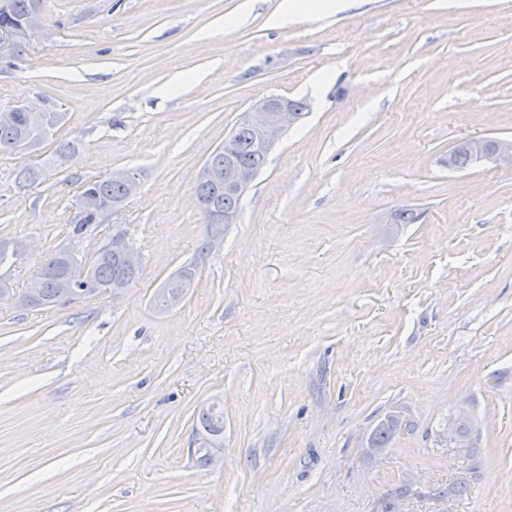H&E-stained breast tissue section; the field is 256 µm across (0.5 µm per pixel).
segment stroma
Here are the masks:
<instances>
[{"mask_svg": "<svg viewBox=\"0 0 512 512\" xmlns=\"http://www.w3.org/2000/svg\"><path fill=\"white\" fill-rule=\"evenodd\" d=\"M278 3L45 0L26 58L0 63V110L45 100L81 143L26 189L52 144L0 156V241L38 245L0 269V512H512V169L444 164L512 138V0H348L275 28ZM271 95L309 113L208 247L199 170ZM118 169L139 194L73 241L82 182ZM119 232L134 286L18 303L41 254ZM197 430L202 436H210L216 439H221L224 436V409L219 403H212L207 407H203L198 414ZM223 432V433H221ZM213 438H201L198 447L208 448L209 459L205 452H200L197 449L196 453L200 461L207 463L212 461L215 455L212 448L220 447V441Z\"/></svg>", "mask_w": 512, "mask_h": 512, "instance_id": "35a3bbf8", "label": "stroma"}]
</instances>
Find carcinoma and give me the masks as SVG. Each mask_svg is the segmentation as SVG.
<instances>
[{"instance_id":"obj_1","label":"carcinoma","mask_w":512,"mask_h":512,"mask_svg":"<svg viewBox=\"0 0 512 512\" xmlns=\"http://www.w3.org/2000/svg\"><path fill=\"white\" fill-rule=\"evenodd\" d=\"M43 0H8L0 7V29L22 24L35 12H43ZM63 118L60 112H23L14 113V118L8 123L0 122V156L27 155V151L42 145ZM237 142L236 154L233 160L248 165L255 170L264 167L267 155L257 152L252 146L253 131L246 125H239L234 132ZM79 151L78 144L73 141L59 142L53 151L49 164L59 166ZM229 160L224 158V149L216 148L205 161L210 168V174L197 179L194 194L199 209L203 215L208 230L214 234L224 231V224L212 219L215 213H235L238 211L240 197L225 190L224 172ZM47 168L38 165H24L18 174V185L24 187L41 180ZM128 188L121 180L89 179L83 182L77 198L78 214L73 224V237L79 239L92 224L102 223L105 216L104 208L117 209L126 200ZM89 273L97 281L112 284L117 283L129 287L139 278L140 270L127 267L119 257L112 252L109 243L98 246L89 260ZM80 265L72 252L58 250L46 255L36 275L39 306L55 307L60 305L62 284L71 273V267ZM396 424L387 419L375 429L371 446L383 448L392 435ZM197 430L203 436L216 439L223 437L224 409L218 403H212L200 410Z\"/></svg>"}]
</instances>
